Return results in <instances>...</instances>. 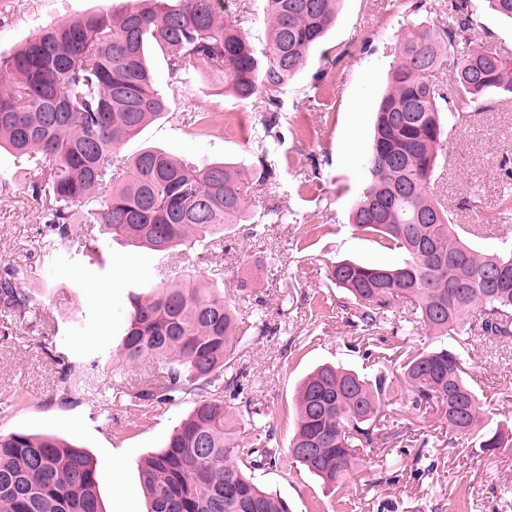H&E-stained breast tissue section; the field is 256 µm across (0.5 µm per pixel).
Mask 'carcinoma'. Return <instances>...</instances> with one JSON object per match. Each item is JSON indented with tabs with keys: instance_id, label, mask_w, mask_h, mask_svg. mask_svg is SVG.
I'll return each instance as SVG.
<instances>
[{
	"instance_id": "1",
	"label": "carcinoma",
	"mask_w": 512,
	"mask_h": 512,
	"mask_svg": "<svg viewBox=\"0 0 512 512\" xmlns=\"http://www.w3.org/2000/svg\"><path fill=\"white\" fill-rule=\"evenodd\" d=\"M337 0H265L268 41L256 46L240 25L220 15V0H129L110 13H91L38 28L0 58V149L26 162L21 176L50 240L81 248L89 225L152 252L165 270L172 250L224 248V231L247 221L242 184L264 183V163L247 173L230 163L201 167L161 149L132 158L117 151L126 139L170 111L146 63L152 44L168 60L173 94L193 128L210 114L189 104L186 87L198 76L224 80L241 103L260 94L278 125L281 96L305 67L336 17ZM471 0H448V21H414L401 38L389 86L376 110L366 156L367 181L352 205L356 231L403 253L394 264L351 260L329 265L331 280L349 296L354 326L371 332L396 298L412 305V330L456 336L458 347L415 353L401 365L411 404H433L448 423V444L467 441L492 455L508 446L500 428L482 424V406L468 380V337L512 341V247L483 252L455 231L452 211L430 191L439 153L468 111L484 108L489 92L512 94V62L473 40ZM468 52L443 66L445 52ZM27 270L0 276V313L33 322L31 296L21 288ZM129 311L115 356L150 358L156 369L113 395L134 408L190 400L193 408L141 468L146 512H291L288 501L264 489L255 472L280 460L274 433L261 430L241 448L224 395L243 393L246 372L233 363L241 314L218 286L191 280L128 294ZM64 386L77 367L52 355ZM384 362L368 376L325 364L302 382L288 454L332 491L343 485L371 446L387 398ZM91 455L52 433L0 431V512H102Z\"/></svg>"
}]
</instances>
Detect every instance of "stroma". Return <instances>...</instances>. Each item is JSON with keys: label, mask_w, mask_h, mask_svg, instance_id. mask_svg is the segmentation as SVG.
Here are the masks:
<instances>
[{"label": "stroma", "mask_w": 512, "mask_h": 512, "mask_svg": "<svg viewBox=\"0 0 512 512\" xmlns=\"http://www.w3.org/2000/svg\"><path fill=\"white\" fill-rule=\"evenodd\" d=\"M409 2L341 0L334 24L282 97L275 134L264 132L263 98L243 104L219 81L203 78L189 95L213 115L206 134L192 133L174 109L119 147L129 157L154 146L200 166L224 161L249 170L261 159L270 164L275 179L250 184L249 211L258 217L275 209L283 213L282 222L268 225L259 237L251 235L250 223L230 225L227 249L177 260L170 274L202 281L214 277L229 293L244 284L262 298L271 332L243 336L237 358L249 376L246 396L264 410L262 423L274 428L282 449L293 432L297 389L316 366L343 363L368 373L372 367L365 348L383 353L399 345L414 353L451 343L421 329L396 338L383 328L364 340L343 306V290L329 280L333 261L393 264L401 258L376 237L355 231L349 217L367 179L364 162L374 112L387 88L398 39L412 18ZM124 3L0 0V55L41 25L109 12ZM222 3L225 15L239 21L252 41L265 43L263 0ZM475 20L476 40L512 60V23L483 9ZM316 84L321 87L317 108L307 101ZM484 102L485 110L471 114L441 155L435 185L457 224L470 229L471 242L494 251L502 240H512V210L501 205L506 183L499 170L502 157L512 152V96L493 93ZM18 167L13 154L0 151V269L27 267L24 286L39 323L19 326L14 339L0 342V402L8 405L0 412V430L51 432L85 448L97 463L105 512H145L141 463L193 404L130 409L113 399V373L98 357L118 342L128 293L159 284L154 257L120 240L87 258L64 241L45 253L43 226L16 180ZM256 265L264 269L258 279L250 276ZM51 346L81 363L72 402L56 395L58 377L45 353ZM468 350L485 423L512 424V344L474 336ZM388 369L392 383L377 416L379 437L370 462L358 466L346 485L328 490L286 455L277 469L259 475V482L287 499L293 512H383L387 502L395 512H512V446L488 456L449 444L439 411L413 408L399 364ZM423 439L429 440L435 462L425 479L412 468ZM116 466L121 482L114 486L110 479Z\"/></svg>", "instance_id": "35a3bbf8"}]
</instances>
